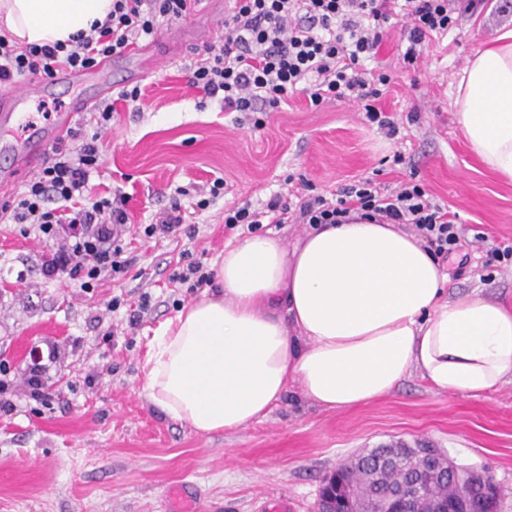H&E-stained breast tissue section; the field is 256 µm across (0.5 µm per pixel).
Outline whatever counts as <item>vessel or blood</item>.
I'll return each instance as SVG.
<instances>
[{
  "label": "vessel or blood",
  "mask_w": 512,
  "mask_h": 512,
  "mask_svg": "<svg viewBox=\"0 0 512 512\" xmlns=\"http://www.w3.org/2000/svg\"><path fill=\"white\" fill-rule=\"evenodd\" d=\"M111 66V59L106 58L89 69H60L55 77L57 83L72 86L90 84L97 87V95L77 98L71 109L56 113L49 124H29L21 137L14 136V127L23 121L22 109L27 101L40 94L42 87L34 80L19 90L0 95V152L12 159L11 170L0 173V190L10 191L15 176L28 173L41 165L48 148L67 138L76 113L90 111L100 97L109 93Z\"/></svg>",
  "instance_id": "vessel-or-blood-1"
}]
</instances>
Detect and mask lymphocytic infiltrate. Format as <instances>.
I'll list each match as a JSON object with an SVG mask.
<instances>
[{
    "label": "lymphocytic infiltrate",
    "instance_id": "lymphocytic-infiltrate-1",
    "mask_svg": "<svg viewBox=\"0 0 512 512\" xmlns=\"http://www.w3.org/2000/svg\"><path fill=\"white\" fill-rule=\"evenodd\" d=\"M482 0H234L224 34L196 50L183 66L188 85L228 112H271L304 91L312 105L324 100L365 101L369 122L390 127L375 107L381 73L369 79L362 67L384 45L392 23H401L409 45L404 64H415L418 46L452 29L460 9L477 10ZM198 0H112L104 20L69 44L19 45L0 36V88L33 77H54L60 67L87 69L99 58L122 55L165 25L181 22ZM140 89L120 91L117 102L99 104L86 134L71 132V145H54L43 168L24 189L0 204V218L28 225L51 245L45 276L66 275L91 288L106 275L126 273L127 196L94 192L90 176L100 166V142L117 103L137 101ZM379 224H406L426 238L434 255L448 257L459 242L460 225L433 203L414 181L384 193L371 180L348 185L334 197L309 196L298 208L276 196L267 204L276 224H341L351 211Z\"/></svg>",
    "mask_w": 512,
    "mask_h": 512
}]
</instances>
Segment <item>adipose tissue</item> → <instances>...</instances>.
Instances as JSON below:
<instances>
[{
    "instance_id": "adipose-tissue-1",
    "label": "adipose tissue",
    "mask_w": 512,
    "mask_h": 512,
    "mask_svg": "<svg viewBox=\"0 0 512 512\" xmlns=\"http://www.w3.org/2000/svg\"><path fill=\"white\" fill-rule=\"evenodd\" d=\"M112 0H0V30L52 44L105 19ZM454 117L488 170L512 180V28L480 43L454 93ZM214 295L156 334L143 389L200 434L264 418L299 384L321 408L393 392L409 374L479 395L512 378V311L481 289L452 298L449 275L415 235L351 214L284 246L272 233L228 246Z\"/></svg>"
}]
</instances>
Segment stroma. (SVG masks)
<instances>
[{
    "instance_id": "obj_1",
    "label": "stroma",
    "mask_w": 512,
    "mask_h": 512,
    "mask_svg": "<svg viewBox=\"0 0 512 512\" xmlns=\"http://www.w3.org/2000/svg\"><path fill=\"white\" fill-rule=\"evenodd\" d=\"M504 26L512 27V0H486L425 45L413 69L399 59L406 38L394 34L365 63L391 76L374 104L394 120L392 133L366 120L364 101L315 107L300 92L254 129V113L225 111L187 86L188 46L150 65L140 81L130 77L137 61H119L116 89L142 95L113 113L91 182L129 196L128 272L91 288L46 279L42 239L0 222V400L12 405L0 410V512H178L177 486L195 512H276L283 503L288 512H315L336 466L400 441H426L457 463L490 470L502 488L500 512H512V380L474 397L410 375L380 401L336 411L310 403L293 384L261 421L202 435L152 405L142 371L159 327L203 295L170 279L184 253L209 266L247 236L246 227L225 228V210L247 203L260 211L276 195L295 205L365 179L388 190L415 179L455 213L465 234L444 261L451 290L480 286L512 309V265L487 255L512 240V183L482 166L453 108L472 52ZM218 178L224 191L213 199ZM205 197L209 205L197 209ZM176 198L194 234L145 237ZM477 229L484 244L473 241ZM144 293L150 307L130 326ZM35 350L46 358L39 396L27 383Z\"/></svg>"
}]
</instances>
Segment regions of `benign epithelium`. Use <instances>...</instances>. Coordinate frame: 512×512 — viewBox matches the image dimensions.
Masks as SVG:
<instances>
[{
  "label": "benign epithelium",
  "mask_w": 512,
  "mask_h": 512,
  "mask_svg": "<svg viewBox=\"0 0 512 512\" xmlns=\"http://www.w3.org/2000/svg\"><path fill=\"white\" fill-rule=\"evenodd\" d=\"M414 457L420 459L417 471L379 502L357 494L345 480V466H337L323 480L316 512H493L500 497V486L483 468H474L461 477L452 500L439 499L424 504L426 488L434 476L443 469L454 473L458 467L441 449L432 445L414 449Z\"/></svg>",
  "instance_id": "obj_1"
}]
</instances>
